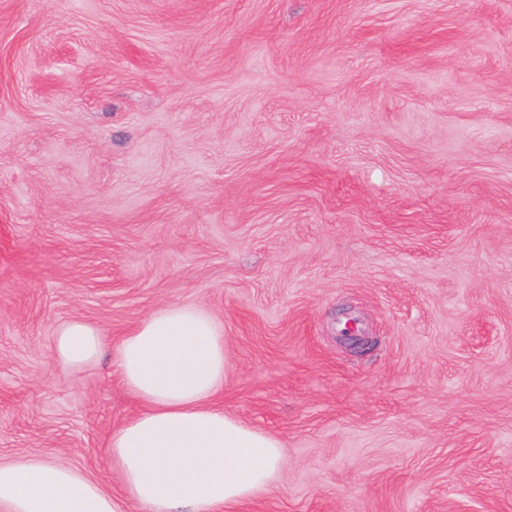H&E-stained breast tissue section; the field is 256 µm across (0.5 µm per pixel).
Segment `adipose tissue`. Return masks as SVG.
<instances>
[{
	"instance_id": "adipose-tissue-1",
	"label": "adipose tissue",
	"mask_w": 512,
	"mask_h": 512,
	"mask_svg": "<svg viewBox=\"0 0 512 512\" xmlns=\"http://www.w3.org/2000/svg\"><path fill=\"white\" fill-rule=\"evenodd\" d=\"M52 351L73 374L111 353L113 372L140 403L108 441L122 495L30 456L0 461V512H121L124 498L147 512H242L275 482L281 444L225 413L224 327L201 308L163 306L111 352L96 325L76 318L58 328Z\"/></svg>"
}]
</instances>
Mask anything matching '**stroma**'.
<instances>
[{
	"mask_svg": "<svg viewBox=\"0 0 512 512\" xmlns=\"http://www.w3.org/2000/svg\"><path fill=\"white\" fill-rule=\"evenodd\" d=\"M224 326L249 512H512V0H0V461L119 488L110 358ZM106 349L105 336L100 329L80 318L61 325L54 338L53 356L71 375L97 364Z\"/></svg>",
	"mask_w": 512,
	"mask_h": 512,
	"instance_id": "1",
	"label": "stroma"
}]
</instances>
